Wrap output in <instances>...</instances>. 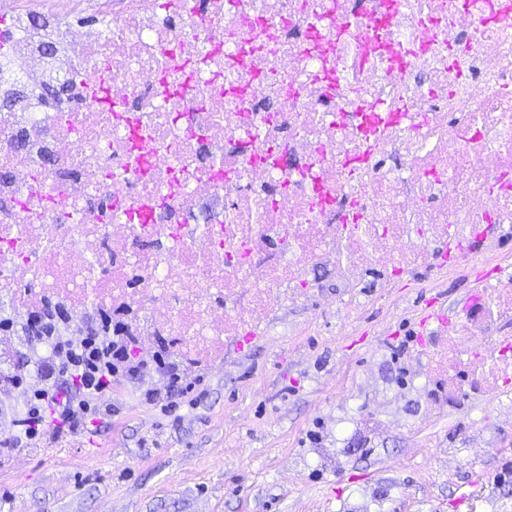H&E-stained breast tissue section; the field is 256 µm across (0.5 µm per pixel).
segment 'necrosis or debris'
Segmentation results:
<instances>
[{
	"label": "necrosis or debris",
	"mask_w": 512,
	"mask_h": 512,
	"mask_svg": "<svg viewBox=\"0 0 512 512\" xmlns=\"http://www.w3.org/2000/svg\"><path fill=\"white\" fill-rule=\"evenodd\" d=\"M40 0L0 15V285L200 359L281 301L490 266L428 414L512 422V0ZM372 433L398 424L383 378Z\"/></svg>",
	"instance_id": "necrosis-or-debris-1"
}]
</instances>
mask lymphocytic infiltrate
Segmentation results:
<instances>
[{
	"label": "lymphocytic infiltrate",
	"instance_id": "obj_1",
	"mask_svg": "<svg viewBox=\"0 0 512 512\" xmlns=\"http://www.w3.org/2000/svg\"><path fill=\"white\" fill-rule=\"evenodd\" d=\"M77 322L82 334L75 339L69 330ZM153 372L167 376V391L182 381L166 349L142 350L123 309H100L79 320L63 303L48 301L22 324L15 315H1L0 390L21 392L25 400L0 404V415L10 421L0 432V461L86 433L93 419L111 416L100 399L114 382L140 384Z\"/></svg>",
	"mask_w": 512,
	"mask_h": 512
}]
</instances>
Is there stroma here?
<instances>
[{
	"label": "stroma",
	"mask_w": 512,
	"mask_h": 512,
	"mask_svg": "<svg viewBox=\"0 0 512 512\" xmlns=\"http://www.w3.org/2000/svg\"><path fill=\"white\" fill-rule=\"evenodd\" d=\"M425 275L396 279L407 308L397 317L373 300V286L354 301L325 281L343 300L344 324L309 303L280 306L251 344H225L206 373V398L172 415L126 388L103 431L0 465V512H353L367 493L374 512H494L492 496L512 497V425L499 426L496 397L462 395L431 418L408 393L398 425L378 438L331 426L337 389L352 392L349 415L373 412L369 396L352 391L354 376L374 369L390 390L409 384L390 348L406 339L410 354L427 353L425 295L415 284ZM480 426L499 427V446L478 456L461 450L460 472L449 478L444 451ZM315 428L322 439L338 437L340 472L313 458Z\"/></svg>",
	"instance_id": "35a3bbf8"
}]
</instances>
